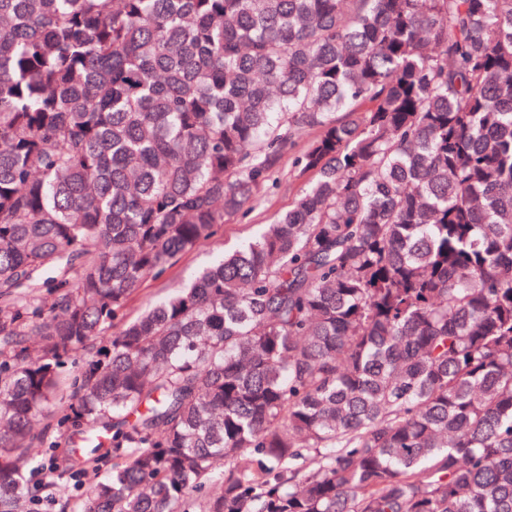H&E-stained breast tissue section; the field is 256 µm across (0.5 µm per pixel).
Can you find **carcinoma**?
I'll list each match as a JSON object with an SVG mask.
<instances>
[{"mask_svg": "<svg viewBox=\"0 0 512 512\" xmlns=\"http://www.w3.org/2000/svg\"><path fill=\"white\" fill-rule=\"evenodd\" d=\"M99 432L80 512H512V0H0V512ZM316 135L315 130H309L297 139L294 150L290 154L288 152L281 163L269 173L257 192L258 200L251 210L230 217L216 237L199 243L193 251L182 255L162 278H149L139 295L129 304L128 316H135L150 301L179 288L185 272L205 263L214 251L233 249L241 239L253 234L261 224H269L280 213L288 210L307 179L295 168L292 157L302 152Z\"/></svg>", "mask_w": 512, "mask_h": 512, "instance_id": "cac0c4a2", "label": "carcinoma"}]
</instances>
